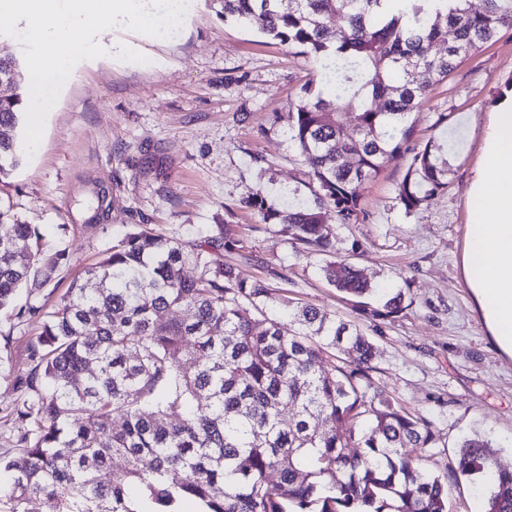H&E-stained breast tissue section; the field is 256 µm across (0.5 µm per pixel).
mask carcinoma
Segmentation results:
<instances>
[{
  "instance_id": "obj_1",
  "label": "carcinoma",
  "mask_w": 512,
  "mask_h": 512,
  "mask_svg": "<svg viewBox=\"0 0 512 512\" xmlns=\"http://www.w3.org/2000/svg\"><path fill=\"white\" fill-rule=\"evenodd\" d=\"M220 2L224 18L321 62V88L305 84L288 113L313 202L276 209L252 198L242 207L281 225L373 322L393 320L413 300L400 290L371 303L375 286L336 258L324 210L338 224L358 223L364 185L401 151L412 154L398 190L406 213L448 187V139L417 147L411 114L458 62L512 26V0H403L388 14L382 0ZM440 43L444 53L433 52ZM1 65L23 83L3 43ZM415 70L423 81L411 79ZM21 102L0 100V179L21 162ZM0 223V315L39 324L16 376L0 512H26L34 495L50 512H180L185 498L200 512H447L450 481L486 474V512H512V471L498 466L490 440L461 441L445 473L428 467L433 423L375 384L366 332L224 262L244 249L236 225L179 242L135 224L47 310L16 297L69 266L66 249L9 207L0 205ZM168 309L189 317L160 320ZM281 311L291 318L286 331ZM129 483L141 498H128Z\"/></svg>"
}]
</instances>
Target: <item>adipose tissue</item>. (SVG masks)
<instances>
[{"instance_id":"1","label":"adipose tissue","mask_w":512,"mask_h":512,"mask_svg":"<svg viewBox=\"0 0 512 512\" xmlns=\"http://www.w3.org/2000/svg\"><path fill=\"white\" fill-rule=\"evenodd\" d=\"M481 153L467 191L462 273L489 335L512 358V90L488 115Z\"/></svg>"}]
</instances>
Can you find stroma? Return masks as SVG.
Wrapping results in <instances>:
<instances>
[{
	"mask_svg": "<svg viewBox=\"0 0 512 512\" xmlns=\"http://www.w3.org/2000/svg\"><path fill=\"white\" fill-rule=\"evenodd\" d=\"M124 42L127 56L79 62L50 111L33 156L0 181V200L49 242H61L70 277L98 260L133 224L190 241L224 224L238 225L243 254H225L247 274L273 276L289 296L325 308L372 331L377 384L432 420L440 440L435 467L454 466L463 437L492 440L500 466L512 469V358L489 336L462 275L468 178L480 161L488 113L512 88V28L433 86L411 119L414 141L447 134L450 184L413 213L398 187L410 154L391 158L362 192L367 214L356 224H324L336 252L412 306L373 330L368 319L324 281L317 261L291 246L279 225L263 223L241 202L284 205L289 193L310 199L306 165L285 131L302 86L317 77L313 58L225 20L218 0H193L178 32L167 38L121 27L100 34ZM445 126H438L440 115ZM104 195L103 212L88 207ZM0 448H7L16 404L15 371L26 358L34 324L1 321Z\"/></svg>",
	"mask_w": 512,
	"mask_h": 512,
	"instance_id": "obj_1",
	"label": "stroma"
}]
</instances>
